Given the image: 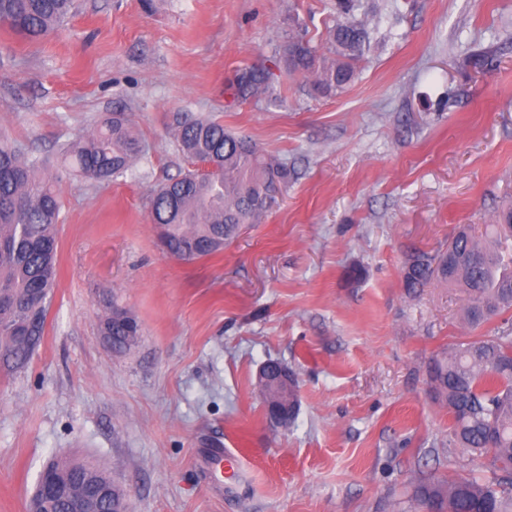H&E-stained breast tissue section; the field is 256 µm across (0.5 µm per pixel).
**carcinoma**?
Segmentation results:
<instances>
[{"label":"carcinoma","mask_w":512,"mask_h":512,"mask_svg":"<svg viewBox=\"0 0 512 512\" xmlns=\"http://www.w3.org/2000/svg\"><path fill=\"white\" fill-rule=\"evenodd\" d=\"M329 31L333 57L317 54L302 28L288 32L283 53L289 69L311 79L312 91L327 95L349 84L370 46L368 17L357 18V0H336ZM74 0H0V25L39 40L72 16ZM269 74L249 69L236 80L247 98L268 87ZM174 136L187 157L210 170H188L150 190L152 223L185 261L209 256L229 244L245 224H256L266 197L288 178V167L261 154L248 140L205 117L181 115ZM144 151L134 123L114 112L97 130L65 151L68 170L90 183L124 173ZM39 161L0 135V347L24 361L44 333L57 275L61 196L38 175ZM512 208L499 213L485 238L466 227L453 238L451 253L408 256L404 285L414 293L431 281L448 282L466 295V322L477 328L512 313ZM127 311L111 306L101 322L116 349L127 348ZM430 384L452 418V442L485 459L491 477L432 479L413 491L415 508L436 512H512V333L504 329L448 347L433 362ZM51 465L78 480L111 474L90 463L55 460Z\"/></svg>","instance_id":"cac0c4a2"}]
</instances>
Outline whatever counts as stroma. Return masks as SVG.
<instances>
[{
    "label": "stroma",
    "mask_w": 512,
    "mask_h": 512,
    "mask_svg": "<svg viewBox=\"0 0 512 512\" xmlns=\"http://www.w3.org/2000/svg\"><path fill=\"white\" fill-rule=\"evenodd\" d=\"M362 3L377 34L329 96L282 45L293 17L328 53L333 0H76L42 41L0 26V133L62 199L44 334L23 366L0 352V512H27L52 459L106 469L127 512H414L421 480L486 477L449 445L429 368L503 321L471 327L462 289L411 294L404 273L409 251H447L512 207V0H399L396 19ZM248 68L272 87L242 101ZM115 112L143 154L109 182L69 175L64 148ZM179 114L288 166L260 222L193 262L147 207L194 166ZM110 303L139 325L131 348L101 332ZM269 361L296 381L285 424L259 391Z\"/></svg>",
    "instance_id": "obj_1"
}]
</instances>
